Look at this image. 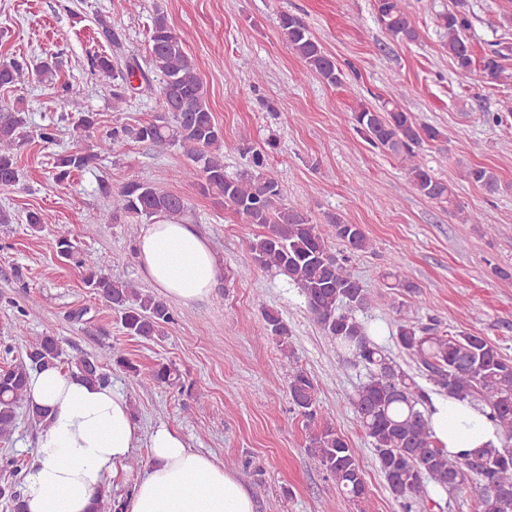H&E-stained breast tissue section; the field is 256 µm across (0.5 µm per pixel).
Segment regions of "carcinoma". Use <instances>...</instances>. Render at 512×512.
Listing matches in <instances>:
<instances>
[{
	"instance_id": "1",
	"label": "carcinoma",
	"mask_w": 512,
	"mask_h": 512,
	"mask_svg": "<svg viewBox=\"0 0 512 512\" xmlns=\"http://www.w3.org/2000/svg\"><path fill=\"white\" fill-rule=\"evenodd\" d=\"M377 20L396 40L413 42L418 38L411 24L408 0H374ZM439 27L446 37L445 47L458 72H472L473 55L466 31L471 27L469 12L462 0L456 8L439 16ZM279 28L288 47L310 69L330 84L341 82L342 73L308 26L294 14H279ZM507 44L494 48L482 59V70L491 79L507 82L512 74L501 64ZM94 70L112 81V108L120 110L132 78L140 76L151 85L150 76L159 78L156 90L157 114L154 119L135 125L122 124L97 137L86 147L61 154L53 163L54 178L63 181L74 172L92 167L124 141L148 142L155 146L176 145L187 163L171 178L188 180L205 195L230 207L245 223L260 224L265 232L249 241L250 263L274 270L300 290L309 313L323 333L347 352L353 361L368 370V376L348 398V404L388 482L389 489L403 512L413 505L431 501L429 487L439 486L450 492L473 474L483 489L479 512H512V360L504 357L485 338L464 332H445L439 327L419 325L405 317L397 329L400 346L415 355L422 368L442 392L459 400H469L487 412L489 420L506 439L498 448H486L480 454L450 459L437 447L422 406L428 393L405 373L373 342L356 312L374 301L352 273V256L372 249V241L358 224H346L337 216L327 218L331 227L325 234L321 225L303 210L288 205L282 183L265 176V151L247 148L251 171L237 177L224 172L223 133L206 103L203 83L193 58L186 51V37L177 32L167 18L158 14L149 37L147 67L131 57L120 65L108 56L91 59ZM34 71L51 83L57 64L51 59L0 61V88L9 89L24 82ZM64 101L77 113L76 138L83 140L98 124L97 114L85 110L77 95L62 87ZM403 91L395 88L377 107L360 105L352 113L353 130L370 145L382 148L408 163L407 174L415 190L437 203L453 204L451 186L415 161L416 149L425 142L448 141L449 131L419 124L405 111L400 99ZM29 138L28 113L15 109L0 110V186L19 182L17 151ZM464 178L493 196L501 183L495 172L484 166H470ZM188 203L155 181H131L112 194V218L139 221L157 215L176 219L187 212ZM340 241L344 249L332 251L329 238ZM55 252L64 262H75L84 272V282L95 295L120 313L123 328L130 336L152 339L174 323L169 305L161 298L141 291L131 282L108 272L105 256L77 251L72 231L62 226L56 231ZM265 328L280 350L293 358L288 324L281 313L266 308L262 313ZM24 356L15 364L0 369V438L7 439L15 428L18 410L25 409L31 421L47 425L48 410L30 404L31 374L48 367H58L62 350L50 333L26 339ZM109 363L133 374L140 386H184L181 374L170 364L160 362L143 376L136 364L122 354L108 353ZM71 372L91 382H108L100 358L83 355L68 361ZM293 410L305 418L309 427L307 453L316 469L335 482L344 497L366 512L368 491L365 474L355 449L336 430L334 410L318 397L319 382L307 371L294 368L285 381Z\"/></svg>"
}]
</instances>
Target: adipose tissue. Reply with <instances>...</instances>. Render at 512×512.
Listing matches in <instances>:
<instances>
[{
  "label": "adipose tissue",
  "instance_id": "ef3b65f1",
  "mask_svg": "<svg viewBox=\"0 0 512 512\" xmlns=\"http://www.w3.org/2000/svg\"><path fill=\"white\" fill-rule=\"evenodd\" d=\"M145 278L166 297L190 305L209 296L222 267L193 225L154 217L136 241ZM34 404L49 408L27 467L25 512H94L96 497L140 440L127 398L111 385L91 384L50 368L30 381ZM437 445L449 458L496 448L500 438L476 407L445 396L428 407ZM151 463L141 474L125 512H254L251 494L236 473L186 447L160 428L148 439Z\"/></svg>",
  "mask_w": 512,
  "mask_h": 512
}]
</instances>
